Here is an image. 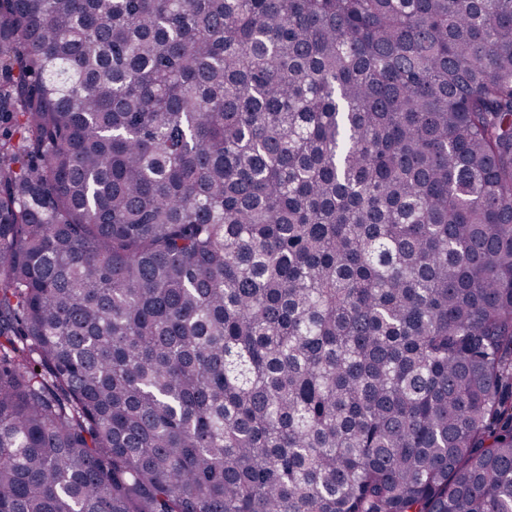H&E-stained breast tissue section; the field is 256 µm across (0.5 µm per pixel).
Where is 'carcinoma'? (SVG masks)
I'll use <instances>...</instances> for the list:
<instances>
[{
	"label": "carcinoma",
	"mask_w": 512,
	"mask_h": 512,
	"mask_svg": "<svg viewBox=\"0 0 512 512\" xmlns=\"http://www.w3.org/2000/svg\"><path fill=\"white\" fill-rule=\"evenodd\" d=\"M0 512H512V0H0Z\"/></svg>",
	"instance_id": "carcinoma-1"
}]
</instances>
